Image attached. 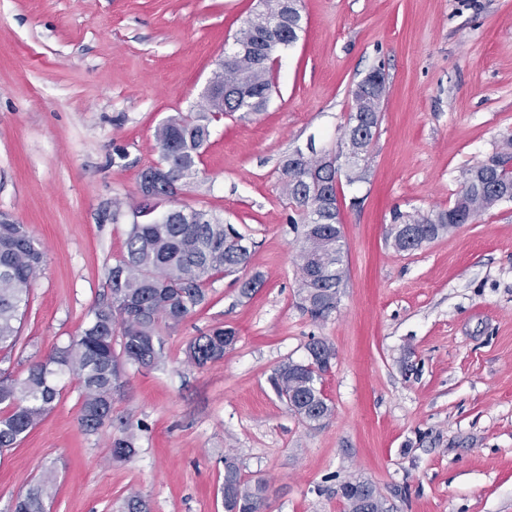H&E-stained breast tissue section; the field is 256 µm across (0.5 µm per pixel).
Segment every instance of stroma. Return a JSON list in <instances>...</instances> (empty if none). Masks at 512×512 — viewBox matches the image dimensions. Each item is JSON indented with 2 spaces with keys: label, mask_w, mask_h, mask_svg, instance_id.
<instances>
[{
  "label": "stroma",
  "mask_w": 512,
  "mask_h": 512,
  "mask_svg": "<svg viewBox=\"0 0 512 512\" xmlns=\"http://www.w3.org/2000/svg\"><path fill=\"white\" fill-rule=\"evenodd\" d=\"M259 0H0V212L42 244L15 348L0 371L77 336L110 297L109 274L154 132L194 113L212 71ZM304 30L280 51L260 115L213 122L194 184L162 201L207 211L254 242L244 298L233 277L162 331L164 360L127 365L112 417L133 424L136 455L114 461L115 426L85 433L68 380L46 419L0 456V512L44 474L47 512H224V464L266 483L265 512H347V480L371 483L387 512H512V201L411 252L395 251V213L451 205L467 170L512 136V0H301ZM386 76L362 180H340L347 277L326 319L301 307L299 245L281 191L295 149L338 154L354 91ZM236 333L223 359L187 364V342ZM334 356L322 376L333 408L320 425L288 410L269 378Z\"/></svg>",
  "instance_id": "1"
}]
</instances>
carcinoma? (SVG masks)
<instances>
[{"label": "carcinoma", "instance_id": "carcinoma-1", "mask_svg": "<svg viewBox=\"0 0 512 512\" xmlns=\"http://www.w3.org/2000/svg\"><path fill=\"white\" fill-rule=\"evenodd\" d=\"M270 9L288 13L276 30L247 21L235 36L245 47L232 68L213 73L210 86L224 93L206 97L205 108L190 115L178 113L160 124L154 134L159 161L149 171L165 178L153 186L141 184L145 202L133 209L145 222L130 225L124 251L109 276L110 300L95 306L91 320L67 345L33 363L23 378L0 377V452L16 447L54 408L60 394L59 379L66 373L79 378L82 389L80 424L88 434L112 424V400L120 388V362L153 368L162 358L161 330H176L206 300L205 285L218 274L246 270L253 243L231 225L192 208L158 212V202L190 185L199 174L201 150L210 137L216 114L239 113L248 118L264 111L272 89L268 46L287 49L303 30L300 0L287 10L282 0H267ZM386 91L384 73L376 69L355 90V111L344 135L348 147L363 161L379 122V105ZM281 187L294 207L293 227L302 228L296 255L304 309L322 320L336 310L346 270L342 231L336 199L338 170L309 159L287 156L280 171ZM512 189V172L498 165L479 164L467 171L453 206L427 214H397L391 231L398 251H412L451 232L496 205L486 183ZM44 251L22 224H0V349L15 346L23 308L40 274ZM121 336L115 349V336ZM235 336L230 328L215 327L192 338L185 348L188 363L201 367L224 358V339ZM323 366L311 360H289L270 378L272 388L288 409L308 423L329 419L333 409L319 386ZM136 435L124 424L112 439V459L128 460L136 454ZM54 480L42 476L17 497L14 512H46L54 495ZM266 487L243 483L238 472L225 476V512H263ZM348 512H385L376 492L369 502L346 499Z\"/></svg>", "mask_w": 512, "mask_h": 512}]
</instances>
